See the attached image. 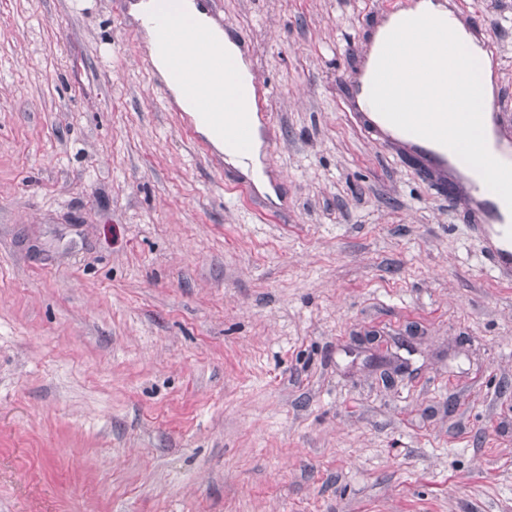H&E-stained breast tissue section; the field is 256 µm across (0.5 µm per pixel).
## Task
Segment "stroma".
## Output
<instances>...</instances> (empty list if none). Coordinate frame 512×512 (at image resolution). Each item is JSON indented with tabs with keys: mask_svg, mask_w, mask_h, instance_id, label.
<instances>
[{
	"mask_svg": "<svg viewBox=\"0 0 512 512\" xmlns=\"http://www.w3.org/2000/svg\"><path fill=\"white\" fill-rule=\"evenodd\" d=\"M409 2L208 0L263 218L124 0H0V512H512V275L347 112ZM451 2L512 125V0Z\"/></svg>",
	"mask_w": 512,
	"mask_h": 512,
	"instance_id": "35a3bbf8",
	"label": "stroma"
}]
</instances>
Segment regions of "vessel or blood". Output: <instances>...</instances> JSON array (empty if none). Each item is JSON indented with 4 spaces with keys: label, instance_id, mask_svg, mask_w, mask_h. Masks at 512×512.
<instances>
[{
    "label": "vessel or blood",
    "instance_id": "vessel-or-blood-1",
    "mask_svg": "<svg viewBox=\"0 0 512 512\" xmlns=\"http://www.w3.org/2000/svg\"><path fill=\"white\" fill-rule=\"evenodd\" d=\"M149 20L168 48L171 79L182 85L216 130L225 131L236 149L247 153L253 134L250 118L253 111H265L263 97H256L250 103L238 102L235 111H225L224 100L230 97L231 91L224 83L222 45L206 28L173 21L163 13L153 12ZM351 117L362 131L383 141L398 143L403 153L447 172L449 196H457L460 188H467L468 202L477 220L481 251L494 270L512 272V210L485 186L476 171L470 169L465 174H457L456 169L462 161L455 153L436 142L402 131L383 118L372 104L355 110ZM483 122L490 153L498 160L512 164V137L503 133L499 112H485Z\"/></svg>",
    "mask_w": 512,
    "mask_h": 512
}]
</instances>
